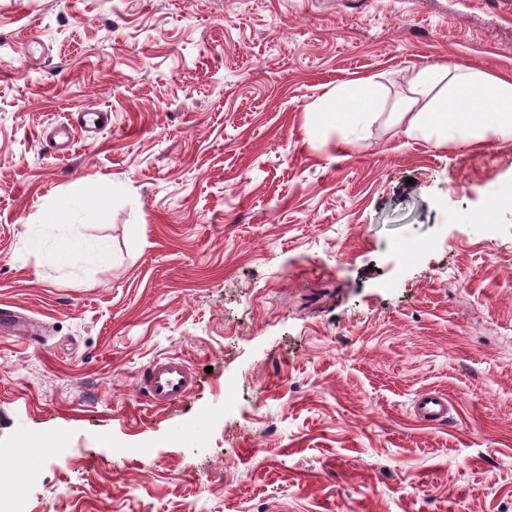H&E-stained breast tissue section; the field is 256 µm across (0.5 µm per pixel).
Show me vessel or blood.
<instances>
[{"instance_id":"obj_1","label":"vessel or blood","mask_w":512,"mask_h":512,"mask_svg":"<svg viewBox=\"0 0 512 512\" xmlns=\"http://www.w3.org/2000/svg\"><path fill=\"white\" fill-rule=\"evenodd\" d=\"M194 384L193 371L177 356L153 359L144 367L138 382L145 397L158 406L186 396ZM449 412L448 398L435 392L421 394L413 402L414 415L426 422H447Z\"/></svg>"}]
</instances>
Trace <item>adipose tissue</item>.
I'll return each mask as SVG.
<instances>
[{
  "label": "adipose tissue",
  "mask_w": 512,
  "mask_h": 512,
  "mask_svg": "<svg viewBox=\"0 0 512 512\" xmlns=\"http://www.w3.org/2000/svg\"><path fill=\"white\" fill-rule=\"evenodd\" d=\"M404 80L410 131L476 147L490 134L512 138V76L460 73L443 64L409 70ZM376 94L374 80L357 79L309 109L354 124L368 114Z\"/></svg>",
  "instance_id": "ef3b65f1"
}]
</instances>
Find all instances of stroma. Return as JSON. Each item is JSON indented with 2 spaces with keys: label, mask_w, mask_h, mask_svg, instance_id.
Returning a JSON list of instances; mask_svg holds the SVG:
<instances>
[{
  "label": "stroma",
  "mask_w": 512,
  "mask_h": 512,
  "mask_svg": "<svg viewBox=\"0 0 512 512\" xmlns=\"http://www.w3.org/2000/svg\"><path fill=\"white\" fill-rule=\"evenodd\" d=\"M439 62L512 74V0H0V309L32 330L0 331V496L512 512V139L407 136L404 75ZM359 78L373 112L317 124ZM80 110L111 121L59 153ZM167 355L197 385L155 406ZM194 384V372L178 356L153 359L144 367L138 382L145 397L158 406L186 396ZM450 412V402L444 395L427 392L419 395L413 402L414 415L430 423H446Z\"/></svg>",
  "instance_id": "obj_1"
}]
</instances>
